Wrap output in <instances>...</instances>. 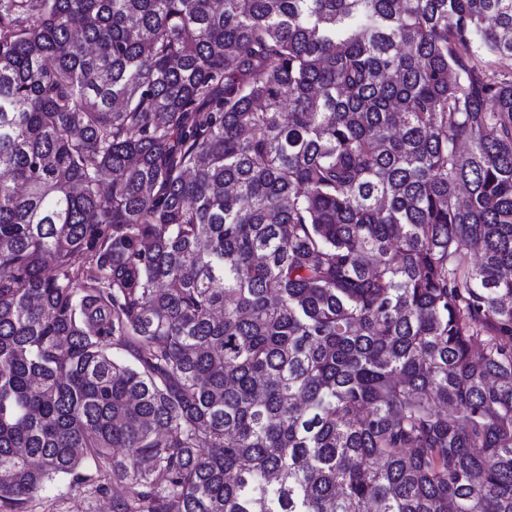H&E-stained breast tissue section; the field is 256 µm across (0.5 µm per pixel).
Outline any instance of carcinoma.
<instances>
[{
    "label": "carcinoma",
    "instance_id": "1",
    "mask_svg": "<svg viewBox=\"0 0 512 512\" xmlns=\"http://www.w3.org/2000/svg\"><path fill=\"white\" fill-rule=\"evenodd\" d=\"M88 457L512 512V0H0V512Z\"/></svg>",
    "mask_w": 512,
    "mask_h": 512
}]
</instances>
